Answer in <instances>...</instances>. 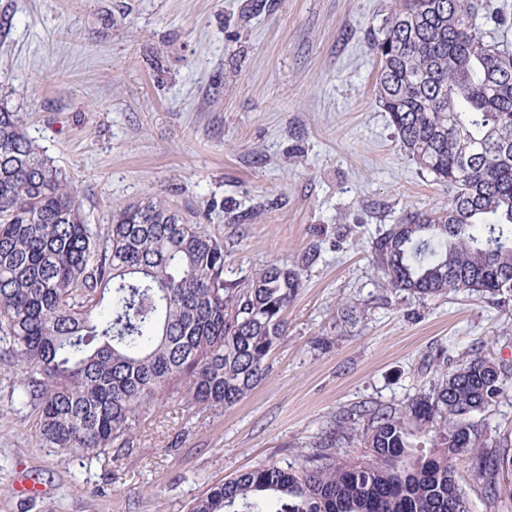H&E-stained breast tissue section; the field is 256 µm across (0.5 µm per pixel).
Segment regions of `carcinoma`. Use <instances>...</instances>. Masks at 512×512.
I'll return each instance as SVG.
<instances>
[{
	"instance_id": "cac0c4a2",
	"label": "carcinoma",
	"mask_w": 512,
	"mask_h": 512,
	"mask_svg": "<svg viewBox=\"0 0 512 512\" xmlns=\"http://www.w3.org/2000/svg\"><path fill=\"white\" fill-rule=\"evenodd\" d=\"M486 15V0H395L369 34L400 148L448 188V208L410 211L370 241L385 286L422 299L512 292V50L486 40ZM301 286L277 263L226 278L224 241L162 198L120 208L99 234L0 106V340L41 447L91 462L126 450L165 397L237 404L267 375ZM511 379L477 357L402 409L342 410L302 464H262L189 512H472L455 473L466 455L491 497L512 498V452H482V413ZM412 423L433 453H412ZM356 439L368 458L338 456Z\"/></svg>"
}]
</instances>
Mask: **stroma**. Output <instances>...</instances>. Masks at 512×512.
Here are the masks:
<instances>
[{
  "mask_svg": "<svg viewBox=\"0 0 512 512\" xmlns=\"http://www.w3.org/2000/svg\"><path fill=\"white\" fill-rule=\"evenodd\" d=\"M393 0H0V104L70 177L87 224L158 195L224 240L227 278L309 248L266 378L229 408L168 399L132 450L91 463L40 447L0 342V512H186L265 462L296 464L337 412L404 407L444 369L512 366V295L384 288L368 241L446 188L376 104L367 31ZM512 442V383L485 412ZM456 478L491 498L472 458Z\"/></svg>",
  "mask_w": 512,
  "mask_h": 512,
  "instance_id": "stroma-1",
  "label": "stroma"
}]
</instances>
